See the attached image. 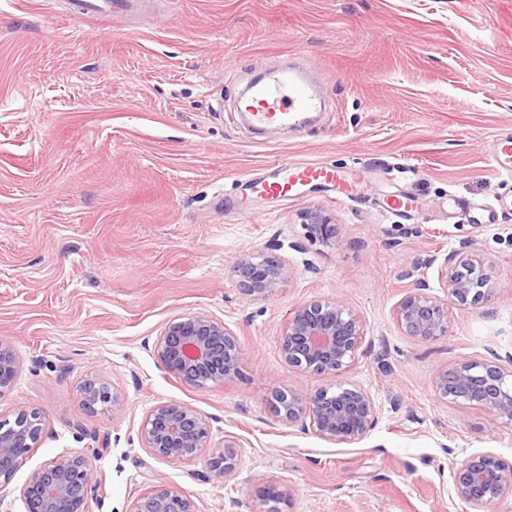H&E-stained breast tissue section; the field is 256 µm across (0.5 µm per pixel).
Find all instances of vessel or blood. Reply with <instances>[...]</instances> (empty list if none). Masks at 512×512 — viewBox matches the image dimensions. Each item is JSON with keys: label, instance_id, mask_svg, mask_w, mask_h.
Returning <instances> with one entry per match:
<instances>
[{"label": "vessel or blood", "instance_id": "b4317fda", "mask_svg": "<svg viewBox=\"0 0 512 512\" xmlns=\"http://www.w3.org/2000/svg\"><path fill=\"white\" fill-rule=\"evenodd\" d=\"M143 0H64L63 13L70 19L87 20L103 14H133L143 9ZM326 96L309 70L300 65L264 70L249 86L236 108L245 116L254 134L274 128L289 133L308 124L314 113L324 111ZM488 158L492 170L512 175V129H501L491 140ZM368 173L361 167H341L333 163L278 160L267 174L250 183L255 193L277 200L297 199L307 189L324 191L331 202L361 198ZM381 206L401 218L416 210L415 199L407 191L386 195Z\"/></svg>", "mask_w": 512, "mask_h": 512}]
</instances>
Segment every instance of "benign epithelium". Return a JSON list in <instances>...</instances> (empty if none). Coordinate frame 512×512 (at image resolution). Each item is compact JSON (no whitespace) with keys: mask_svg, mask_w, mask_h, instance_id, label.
I'll return each instance as SVG.
<instances>
[{"mask_svg":"<svg viewBox=\"0 0 512 512\" xmlns=\"http://www.w3.org/2000/svg\"><path fill=\"white\" fill-rule=\"evenodd\" d=\"M309 233L324 241L338 235L337 225L319 208L300 213ZM240 293L252 301L274 298L293 274L285 260L245 251L231 265ZM438 288L418 279L394 307V321L405 335L434 341L448 335L449 308L475 306L491 293V275L482 261L456 251L448 253L437 268ZM365 338L364 323L354 311L337 300L314 298L293 308L280 337L284 362L302 373L342 377L357 364ZM154 353L165 371L192 387L242 376V352L233 333L204 313H189L169 322L154 343ZM20 363L13 347L0 341V396L15 384ZM435 394L445 402L483 408L494 420L512 423V355L494 360L465 359L441 372ZM83 405L90 411L115 403L118 395L91 380L80 389ZM271 413L290 426H298L336 444H355L376 426L379 406L366 388L338 381L310 391L284 389L274 381L269 387ZM41 414L25 406L0 415V488L9 484L23 457L41 442ZM210 426L193 406L161 402L146 415L141 439L156 457L187 461L207 447ZM98 450L88 448L54 457L36 471L22 488L27 512H89L98 485L92 459ZM212 471L228 475L236 468L232 454L211 459ZM456 496L471 508L484 512L488 506L512 498V463L490 453L469 456L453 471ZM264 512H280L286 493L271 481L255 490ZM130 512H200L187 495L158 484L138 495Z\"/></svg>","mask_w":512,"mask_h":512,"instance_id":"7a95c632","label":"benign epithelium"}]
</instances>
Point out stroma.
I'll return each instance as SVG.
<instances>
[{
  "label": "stroma",
  "mask_w": 512,
  "mask_h": 512,
  "mask_svg": "<svg viewBox=\"0 0 512 512\" xmlns=\"http://www.w3.org/2000/svg\"><path fill=\"white\" fill-rule=\"evenodd\" d=\"M308 61L330 110L302 133L252 139L229 122L261 64ZM232 72H225V62ZM512 126V0H151L127 19L75 21L59 0H0V339L21 371L0 414L41 412L45 435L0 487V512H25L21 490L50 459L105 447L89 512H129L163 482L201 512H259L261 484L289 494L281 512H469L455 463L491 453L512 463V423L444 403L438 374L463 359L512 355V209L483 143ZM364 166L377 184L405 160L420 217L385 215L374 198L330 203L248 200L233 180L279 159ZM496 208L473 224L474 205ZM318 207L339 243L311 242L297 215ZM452 250L490 267L487 301L454 311L446 336L404 335L393 307L415 260ZM259 251L295 268L268 301L246 299L229 274ZM333 298L362 317V354L348 374L379 406L359 443L333 444L278 422L269 381L313 390L332 377L281 358L290 311ZM202 312L224 322L243 376L202 388L165 372L153 342L168 321ZM90 379L118 395L86 410ZM207 416L195 460L152 455L142 422L158 403ZM237 443L224 478L210 458Z\"/></svg>",
  "instance_id": "obj_1"
}]
</instances>
